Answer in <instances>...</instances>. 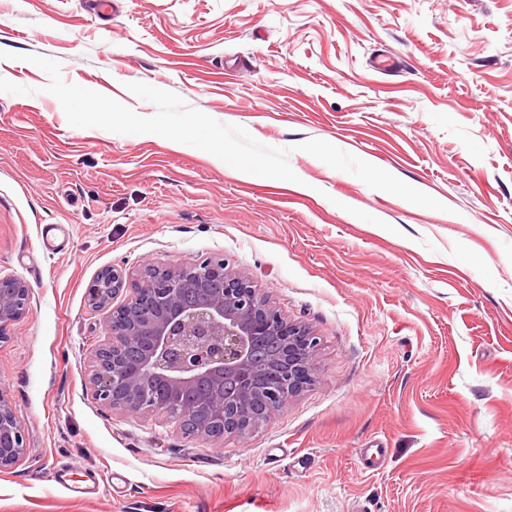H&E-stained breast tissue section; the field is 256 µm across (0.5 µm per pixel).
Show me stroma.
<instances>
[{
	"label": "stroma",
	"instance_id": "obj_1",
	"mask_svg": "<svg viewBox=\"0 0 512 512\" xmlns=\"http://www.w3.org/2000/svg\"><path fill=\"white\" fill-rule=\"evenodd\" d=\"M0 0V341L26 434L0 512H512V0ZM142 116L175 92L289 149L306 190L154 134L69 125L23 62ZM334 144L443 203L300 151ZM224 258L319 336L314 382L214 442L86 390L97 275ZM380 447L376 468L362 464ZM31 289L21 278L0 275V339L7 328L24 317L30 308Z\"/></svg>",
	"mask_w": 512,
	"mask_h": 512
}]
</instances>
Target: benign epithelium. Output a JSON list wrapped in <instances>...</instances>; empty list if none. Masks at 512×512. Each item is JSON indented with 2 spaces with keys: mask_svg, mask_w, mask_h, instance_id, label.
Segmentation results:
<instances>
[{
  "mask_svg": "<svg viewBox=\"0 0 512 512\" xmlns=\"http://www.w3.org/2000/svg\"><path fill=\"white\" fill-rule=\"evenodd\" d=\"M213 280L223 287L203 303L183 304L185 291ZM122 292L128 299L111 306ZM87 301L93 311L109 309L106 339L89 359L87 391L110 412L161 415L181 431L194 420V436L222 441L246 435L312 383L319 338L282 317L222 258L192 266H114L89 285ZM30 303L26 281L0 275V339ZM269 336L280 340V349L260 377L253 348ZM139 344L138 359L126 360L125 349ZM200 384L208 386L205 395L189 404L172 401ZM25 450V428L0 392V471L13 468Z\"/></svg>",
  "mask_w": 512,
  "mask_h": 512,
  "instance_id": "7a95c632",
  "label": "benign epithelium"
}]
</instances>
